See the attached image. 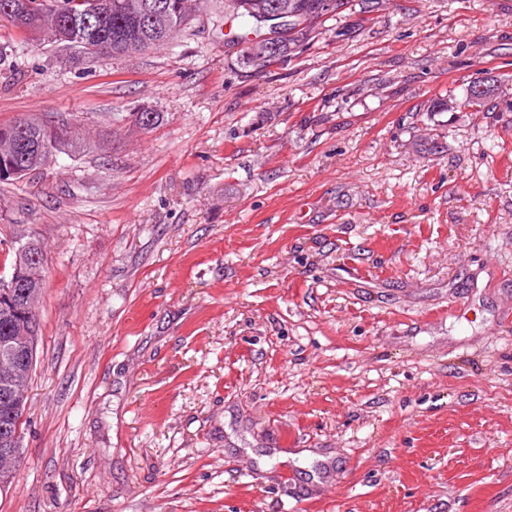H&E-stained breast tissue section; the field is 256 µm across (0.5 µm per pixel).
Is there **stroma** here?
<instances>
[{
  "mask_svg": "<svg viewBox=\"0 0 512 512\" xmlns=\"http://www.w3.org/2000/svg\"><path fill=\"white\" fill-rule=\"evenodd\" d=\"M213 9L67 69L0 20V124L87 140L0 183V276L44 252L0 512H512V0L355 6L263 69ZM492 87L494 86L490 85L486 90V85L483 82L471 87L469 91L471 97L479 96L486 90L483 97L480 98H471L468 93V88L466 87L465 104L477 112H490V110H493L492 97L495 91Z\"/></svg>",
  "mask_w": 512,
  "mask_h": 512,
  "instance_id": "obj_1",
  "label": "stroma"
}]
</instances>
